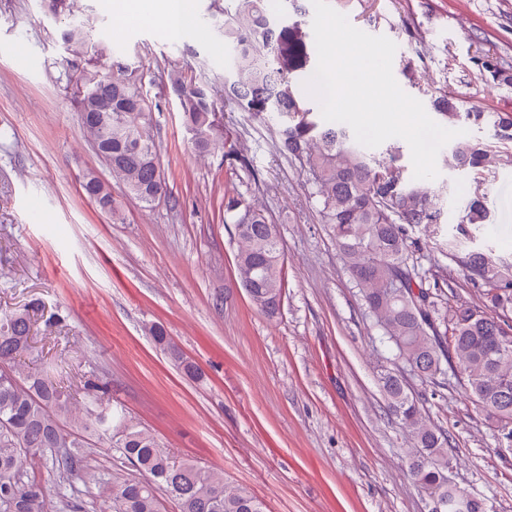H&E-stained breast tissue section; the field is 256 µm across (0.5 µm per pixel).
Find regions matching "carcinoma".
<instances>
[{
    "instance_id": "obj_1",
    "label": "carcinoma",
    "mask_w": 512,
    "mask_h": 512,
    "mask_svg": "<svg viewBox=\"0 0 512 512\" xmlns=\"http://www.w3.org/2000/svg\"><path fill=\"white\" fill-rule=\"evenodd\" d=\"M294 18L284 22L266 0H229L212 17L228 47L224 95L243 112L275 116L280 121L279 149L294 162L312 190L321 223L327 225L388 356L377 379L386 409L408 438L407 463L415 482L427 493L431 512H487L483 500L448 477V433L435 427L403 375L426 384L448 377L456 364L467 378L480 410L492 418L502 438L512 442V264L471 250L462 266L483 289L488 310L460 305L448 308L426 285L412 232L436 226L441 190L425 180L403 177L399 156H371L343 124L322 125L319 108L303 82L314 72L306 6L289 0ZM47 13L65 17L60 38L71 59L67 81L76 85L74 101L82 127L97 155L112 159V177L141 203L167 197L158 162L153 107L142 91L137 70L105 65L106 45L93 39L90 19L72 18L70 0H43ZM194 149L224 151L215 132V93L205 82L169 76ZM434 111L458 121L478 123L489 115L466 108L446 94L432 101ZM492 139L512 142V119L492 121ZM496 146L462 137L448 153V166L473 176L491 170ZM83 194L112 211V194L94 176L84 178ZM488 213L479 198L464 210L457 232L472 237ZM224 223L234 227L240 247L236 273L252 305L273 317L279 313L283 283L281 242L265 211L243 197L224 199ZM35 305L0 311V363L31 352V312ZM105 432L121 449L125 462L140 474L112 485L102 512H159L162 490L178 512H267L263 500L224 474L176 460L155 434L129 419L117 405L94 398L82 410L39 373L20 381L0 377V512H54L42 483L27 477L35 461L51 459L59 482L66 484L83 467L81 449L88 437Z\"/></svg>"
}]
</instances>
